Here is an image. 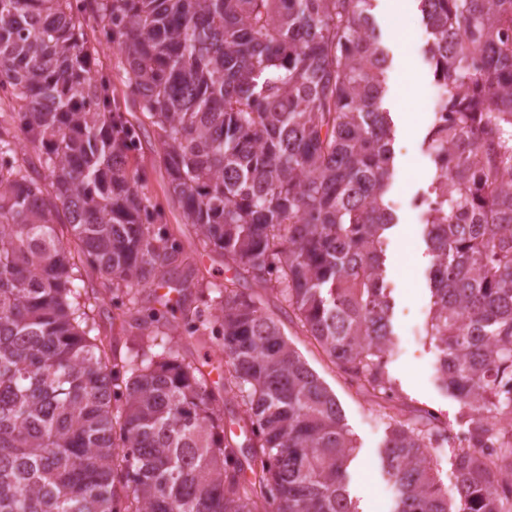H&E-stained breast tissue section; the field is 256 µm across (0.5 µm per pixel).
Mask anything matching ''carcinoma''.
<instances>
[{
    "mask_svg": "<svg viewBox=\"0 0 512 512\" xmlns=\"http://www.w3.org/2000/svg\"><path fill=\"white\" fill-rule=\"evenodd\" d=\"M419 2L451 122L427 136L428 335L474 447L450 489L429 459L448 441L439 417L389 414L381 466L393 512H512V0ZM371 10L0 0V512H357L336 398L246 284L277 291L346 379L389 401L395 170ZM104 46L124 57L120 97ZM149 127L185 224L235 271L211 283L214 320L212 298L139 308L142 290H186L197 254L132 169ZM79 261L98 281L77 284ZM102 288L148 351L109 356L88 315ZM176 316L224 358L180 357L159 334Z\"/></svg>",
    "mask_w": 512,
    "mask_h": 512,
    "instance_id": "carcinoma-1",
    "label": "carcinoma"
}]
</instances>
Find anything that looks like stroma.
<instances>
[{"mask_svg": "<svg viewBox=\"0 0 512 512\" xmlns=\"http://www.w3.org/2000/svg\"><path fill=\"white\" fill-rule=\"evenodd\" d=\"M374 5L376 32L389 51L383 108L392 118L396 176L387 200L398 216L383 244L387 285L394 305V346L386 371L396 387L393 403L397 408L412 414L435 410L449 433H463L467 430L466 410L441 386L436 374V351L427 334L431 305L430 257L425 244L427 216L413 206L414 200L426 197L434 175L427 149V134L433 125V112L427 103L436 84L434 66L425 52L429 33L422 23L418 0H407L399 12L390 8L389 0H375ZM157 150L155 137L144 138L135 165L146 175L147 195L164 204L168 223L178 224L182 210L167 194L168 179ZM231 275L220 253L199 252L196 267L188 274L189 300L207 294L210 282ZM260 297L265 310L279 320L288 343L335 395L355 446L348 490L358 512H377V491L390 487L380 467L387 418L375 399L345 378L297 320L288 318L277 293L264 290Z\"/></svg>", "mask_w": 512, "mask_h": 512, "instance_id": "obj_1", "label": "stroma"}]
</instances>
